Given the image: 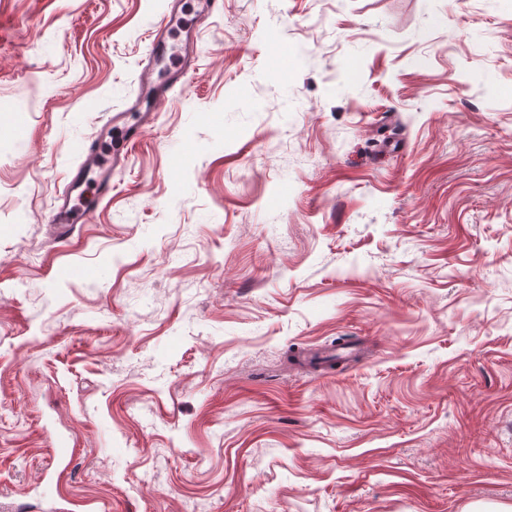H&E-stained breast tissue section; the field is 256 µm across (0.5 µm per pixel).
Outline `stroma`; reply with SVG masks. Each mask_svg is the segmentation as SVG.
Masks as SVG:
<instances>
[{
  "mask_svg": "<svg viewBox=\"0 0 512 512\" xmlns=\"http://www.w3.org/2000/svg\"><path fill=\"white\" fill-rule=\"evenodd\" d=\"M196 8L0 0V501L512 507V0H224L145 115ZM117 112L142 135L61 238ZM82 153L84 155L82 162L80 163L78 169L76 170L77 172L75 176L69 184L70 188H74L80 182L86 171H91L95 167L99 168L100 170H106V164L101 162L100 152L95 139L86 142L83 145Z\"/></svg>",
  "mask_w": 512,
  "mask_h": 512,
  "instance_id": "stroma-1",
  "label": "stroma"
}]
</instances>
